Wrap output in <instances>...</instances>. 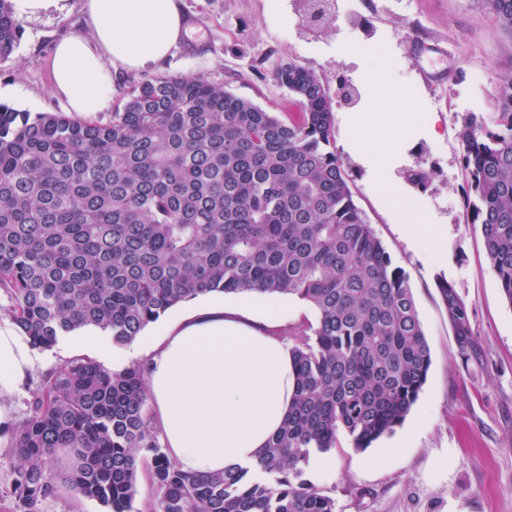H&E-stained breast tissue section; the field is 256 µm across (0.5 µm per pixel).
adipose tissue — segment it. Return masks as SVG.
Wrapping results in <instances>:
<instances>
[{
	"label": "adipose tissue",
	"instance_id": "1",
	"mask_svg": "<svg viewBox=\"0 0 512 512\" xmlns=\"http://www.w3.org/2000/svg\"><path fill=\"white\" fill-rule=\"evenodd\" d=\"M88 32L58 42L53 92L69 111L108 105L111 64L140 70L163 62L186 30L178 0H84ZM127 359L148 367L154 426L166 452L199 474L251 461L280 428L295 391L287 341L257 327L241 305L204 304ZM34 369L20 329L0 323V432L14 419L8 399Z\"/></svg>",
	"mask_w": 512,
	"mask_h": 512
}]
</instances>
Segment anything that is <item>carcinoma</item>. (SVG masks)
Here are the masks:
<instances>
[{"mask_svg": "<svg viewBox=\"0 0 512 512\" xmlns=\"http://www.w3.org/2000/svg\"><path fill=\"white\" fill-rule=\"evenodd\" d=\"M483 4L512 40V0ZM20 35L0 0V60ZM273 77L298 112L171 77L138 85L106 123L0 103V295L32 349L83 331L127 346L204 295L294 297L317 314L285 333L288 418L254 463L222 473L186 472L159 446L143 365L77 357L42 374L14 429L15 512H42L61 486L131 512L143 464L153 512H336L304 479L311 455L341 433L365 450L411 412L432 355L409 278L353 198L321 78L295 62ZM496 101L489 122L467 113L459 137L466 222L481 225L512 306V70ZM437 287L468 361L469 308L448 280Z\"/></svg>", "mask_w": 512, "mask_h": 512, "instance_id": "1", "label": "carcinoma"}]
</instances>
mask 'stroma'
Instances as JSON below:
<instances>
[{"label":"stroma","instance_id":"1","mask_svg":"<svg viewBox=\"0 0 512 512\" xmlns=\"http://www.w3.org/2000/svg\"><path fill=\"white\" fill-rule=\"evenodd\" d=\"M188 32L160 65L112 70L107 122L133 87L156 77L203 78L270 112L294 111L272 73L293 61L327 85L333 143L358 206L396 265L407 273L432 353L426 384L403 425L370 448L340 435L311 456L305 477L331 496L336 512H512V305L467 223V173L458 137L466 113L491 117L508 42L481 0H334L337 23L314 27L301 0H179ZM83 0L64 10L20 16L22 33L0 61V102L60 112L50 92L58 39L87 33ZM384 64L383 84L369 72ZM402 121L393 152L370 99ZM423 170L425 185L407 171ZM421 224L439 239L409 234ZM446 279L470 312L477 355L463 361L437 288Z\"/></svg>","mask_w":512,"mask_h":512}]
</instances>
